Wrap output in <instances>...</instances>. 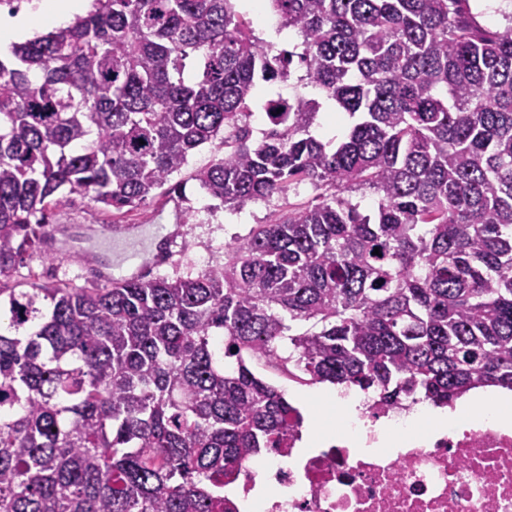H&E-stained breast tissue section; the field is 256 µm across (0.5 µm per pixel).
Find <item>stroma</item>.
Masks as SVG:
<instances>
[{
  "label": "stroma",
  "mask_w": 512,
  "mask_h": 512,
  "mask_svg": "<svg viewBox=\"0 0 512 512\" xmlns=\"http://www.w3.org/2000/svg\"><path fill=\"white\" fill-rule=\"evenodd\" d=\"M223 152L217 139L196 149L189 156L187 165L174 177L182 187L181 193L157 196L125 213L90 205L86 199L73 195L49 210L48 222L72 228L134 224L145 231L155 224L170 225L177 234L174 255L169 263L158 267L157 272L175 276L200 271L202 256H210L215 261L223 260L224 245L232 238L247 235L256 225L268 223L275 215L287 212L288 208L303 207L314 202L317 191L307 183L291 185L286 193L257 201L240 212L206 197L192 175L196 169L222 157ZM97 249V239L81 238L74 241L70 236H63L53 260H44L39 254L25 257L17 266L14 278L24 281L33 273L44 280L51 278L84 284L88 276L84 263L72 262L68 254L73 250L94 252Z\"/></svg>",
  "instance_id": "35a3bbf8"
}]
</instances>
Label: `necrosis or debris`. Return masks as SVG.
Returning a JSON list of instances; mask_svg holds the SVG:
<instances>
[{
    "label": "necrosis or debris",
    "mask_w": 512,
    "mask_h": 512,
    "mask_svg": "<svg viewBox=\"0 0 512 512\" xmlns=\"http://www.w3.org/2000/svg\"><path fill=\"white\" fill-rule=\"evenodd\" d=\"M414 409L365 399L358 422L313 448L291 427L238 477L250 510L228 497L227 512H512V427L469 419L398 431Z\"/></svg>",
    "instance_id": "4bbe7bcc"
}]
</instances>
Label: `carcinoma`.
Instances as JSON below:
<instances>
[{
    "label": "carcinoma",
    "instance_id": "obj_1",
    "mask_svg": "<svg viewBox=\"0 0 512 512\" xmlns=\"http://www.w3.org/2000/svg\"><path fill=\"white\" fill-rule=\"evenodd\" d=\"M236 2L93 0L0 59V512H222L294 411L256 360L390 405L512 391V15L490 32L469 0H270L293 56ZM295 57L347 124L334 143L299 94L252 138L259 85ZM219 135L206 196L323 193L194 275L11 280L59 194L132 210Z\"/></svg>",
    "mask_w": 512,
    "mask_h": 512
}]
</instances>
